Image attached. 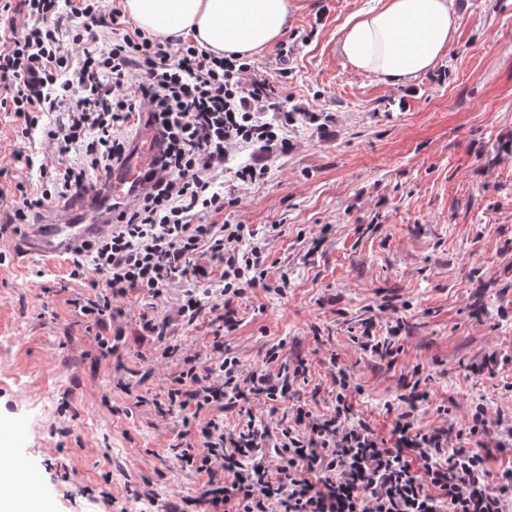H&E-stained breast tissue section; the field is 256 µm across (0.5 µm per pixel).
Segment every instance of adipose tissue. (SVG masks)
Instances as JSON below:
<instances>
[{
	"label": "adipose tissue",
	"mask_w": 512,
	"mask_h": 512,
	"mask_svg": "<svg viewBox=\"0 0 512 512\" xmlns=\"http://www.w3.org/2000/svg\"><path fill=\"white\" fill-rule=\"evenodd\" d=\"M308 0H124L146 32L190 38L216 55L252 56L277 42ZM460 17L452 0H378L342 28L341 51L360 73L391 84L432 71Z\"/></svg>",
	"instance_id": "adipose-tissue-1"
}]
</instances>
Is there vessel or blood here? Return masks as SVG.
Instances as JSON below:
<instances>
[{"label": "vessel or blood", "instance_id": "obj_1", "mask_svg": "<svg viewBox=\"0 0 512 512\" xmlns=\"http://www.w3.org/2000/svg\"><path fill=\"white\" fill-rule=\"evenodd\" d=\"M160 146L154 127L148 122H141L125 161L106 173V194L97 206L88 210L77 205L60 216L34 225L18 249V257L36 256L52 263L70 254L81 241L107 231L112 204L140 194L145 186V175Z\"/></svg>", "mask_w": 512, "mask_h": 512}]
</instances>
